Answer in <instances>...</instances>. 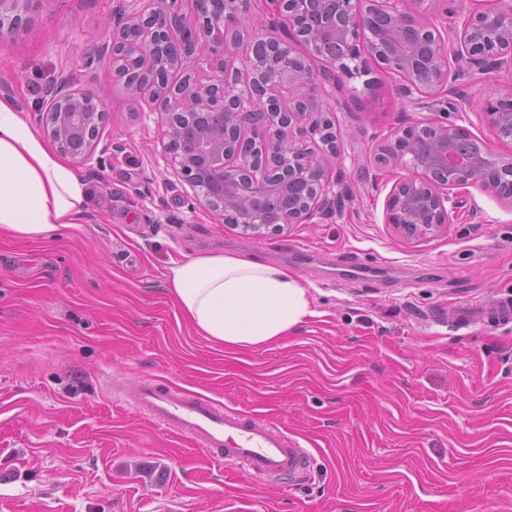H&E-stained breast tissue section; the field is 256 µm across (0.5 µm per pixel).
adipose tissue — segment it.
Segmentation results:
<instances>
[{
	"instance_id": "ef3b65f1",
	"label": "adipose tissue",
	"mask_w": 512,
	"mask_h": 512,
	"mask_svg": "<svg viewBox=\"0 0 512 512\" xmlns=\"http://www.w3.org/2000/svg\"><path fill=\"white\" fill-rule=\"evenodd\" d=\"M87 205L86 183L0 98V229L49 240L75 224ZM167 285L198 336L234 351L267 347L313 317L306 288L287 270L230 254L172 262Z\"/></svg>"
}]
</instances>
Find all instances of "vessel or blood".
Here are the masks:
<instances>
[{
    "label": "vessel or blood",
    "instance_id": "1",
    "mask_svg": "<svg viewBox=\"0 0 512 512\" xmlns=\"http://www.w3.org/2000/svg\"><path fill=\"white\" fill-rule=\"evenodd\" d=\"M126 402L165 430L190 439L210 457L242 468L255 481L299 477L310 466L307 453L279 428L218 399L146 380L128 393Z\"/></svg>",
    "mask_w": 512,
    "mask_h": 512
}]
</instances>
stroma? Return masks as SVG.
I'll return each instance as SVG.
<instances>
[{
  "label": "stroma",
  "mask_w": 512,
  "mask_h": 512,
  "mask_svg": "<svg viewBox=\"0 0 512 512\" xmlns=\"http://www.w3.org/2000/svg\"><path fill=\"white\" fill-rule=\"evenodd\" d=\"M115 4L44 0L0 47V98L37 133L25 106L65 71L101 92L115 146L84 176L80 224L47 242L0 233V512H512V323L453 318L512 297V205L474 184L447 232L386 224L399 173L377 170V146L414 112L376 67L327 96L348 190L331 219L278 235L215 221L167 171L157 114L88 62ZM511 84L485 71L457 88L464 126L497 157L512 141L471 108ZM221 253L287 269L316 317L268 348H214L164 272ZM144 380L274 422L309 473L258 483L211 461L125 404Z\"/></svg>",
  "instance_id": "stroma-1"
}]
</instances>
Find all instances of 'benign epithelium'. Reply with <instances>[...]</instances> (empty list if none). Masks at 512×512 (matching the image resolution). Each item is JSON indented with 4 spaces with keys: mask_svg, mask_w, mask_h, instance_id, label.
Returning <instances> with one entry per match:
<instances>
[{
    "mask_svg": "<svg viewBox=\"0 0 512 512\" xmlns=\"http://www.w3.org/2000/svg\"><path fill=\"white\" fill-rule=\"evenodd\" d=\"M43 0H0L5 46ZM119 0L94 56L109 59L113 79L160 117L172 173L218 221L280 233L329 216L336 204L337 141L332 112L318 106L336 74L354 77L369 63L403 78V93L430 115L403 124L379 149V169L400 168L385 222L413 238L443 232L459 205L454 190L477 183L512 204V156L449 118L450 90L475 71L512 74V9L463 10L443 38L404 0H196L190 22L175 0ZM281 27L285 37L266 35ZM249 52L236 66L237 50ZM328 63L316 73L293 44ZM34 109L59 151L77 167L104 169L112 143H101L109 113L97 94L62 72ZM496 138L512 139V88L477 108Z\"/></svg>",
    "mask_w": 512,
    "mask_h": 512,
    "instance_id": "benign-epithelium-1",
    "label": "benign epithelium"
}]
</instances>
